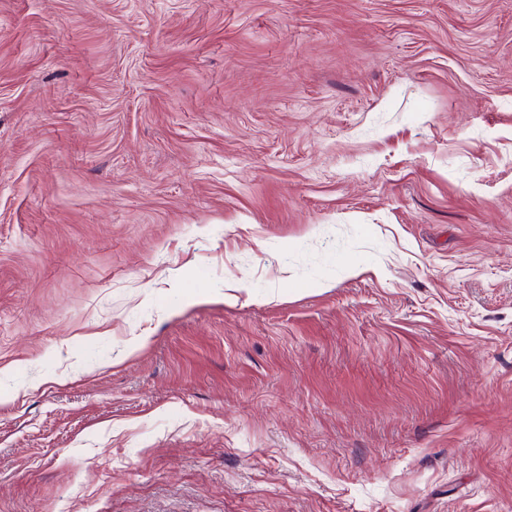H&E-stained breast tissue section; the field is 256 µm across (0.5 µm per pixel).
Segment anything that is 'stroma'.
<instances>
[{
    "label": "stroma",
    "mask_w": 512,
    "mask_h": 512,
    "mask_svg": "<svg viewBox=\"0 0 512 512\" xmlns=\"http://www.w3.org/2000/svg\"><path fill=\"white\" fill-rule=\"evenodd\" d=\"M0 512H512V0H0Z\"/></svg>",
    "instance_id": "obj_1"
}]
</instances>
